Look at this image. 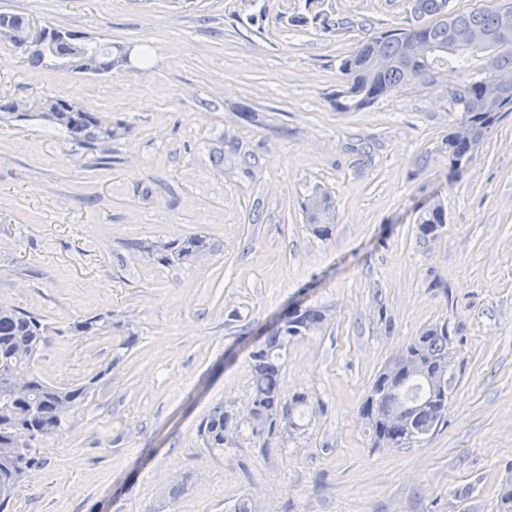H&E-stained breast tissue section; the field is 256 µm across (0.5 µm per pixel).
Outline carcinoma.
<instances>
[{
	"label": "carcinoma",
	"instance_id": "cac0c4a2",
	"mask_svg": "<svg viewBox=\"0 0 512 512\" xmlns=\"http://www.w3.org/2000/svg\"><path fill=\"white\" fill-rule=\"evenodd\" d=\"M415 12L431 16L433 21L412 29H394L364 41L340 64L346 87L336 95V109L348 112L363 109L378 99L387 97L406 85L413 77L430 70L445 68L462 75L458 87L451 91L453 106L461 117L469 118L478 127L470 142L448 146V158L453 168L461 173L464 167L456 160L474 150L485 134L507 112H512V96L497 100L480 99L483 90L492 82L487 66L472 71L469 58L477 53L493 54L499 66L512 69V42L459 43L448 47L453 29L466 27L483 32L496 31L502 19L498 9L458 11L450 7V0H415ZM27 19L13 13H0V34H12L25 25ZM69 37L56 47L54 39H39L24 50L25 60L32 67L55 66L54 57L69 53L64 68L80 71V60L86 51L97 54L104 64L112 68L122 66L121 47L81 40L82 32L66 30ZM412 36H422L435 48L434 54L417 63L413 69L403 62L404 44ZM13 101L0 104V111L21 119H35L54 128L72 144L93 147L112 140L117 126L112 118L97 112L75 107L73 112L50 109L49 99L37 103L29 112L15 111ZM334 205L331 197L315 192L305 202L304 213L313 232L326 238L331 234ZM442 228L445 216L441 212L426 210L419 215L418 231L428 236L425 226ZM160 264L182 261L206 250L201 238L188 240H155L140 244ZM327 320L326 309L310 306L298 315L280 319L270 329L265 340L250 352L252 392L247 411L252 434L264 438L263 447L270 448L273 440L283 431H295L300 425L295 414L310 404L309 396L302 392L286 394L281 382V359L288 346L318 330ZM47 325L37 316L21 312L10 306H0V512H10L14 491L24 481L15 462L20 457L37 465L31 442L38 437L55 434L63 429L66 417L85 401L90 389L100 377L95 374L86 382L70 387H56L33 373L32 364L40 351ZM112 330L110 316L95 315L73 323V331L81 336H95ZM409 357L417 360L418 370L405 371L398 361L388 362L375 375L360 406V413L370 430L371 446L387 443L391 448H410L434 432L448 411V352L450 343L445 325H432L411 337L407 343ZM31 374L32 383L27 397L15 401L10 397V385L17 372ZM406 412L403 423H386L389 414ZM228 409L215 406L203 419L199 435L205 447L222 450L238 443L236 436H224V420ZM287 429H282V426Z\"/></svg>",
	"mask_w": 512,
	"mask_h": 512
}]
</instances>
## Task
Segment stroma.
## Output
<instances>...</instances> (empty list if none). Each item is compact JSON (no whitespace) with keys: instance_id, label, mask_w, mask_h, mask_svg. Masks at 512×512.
<instances>
[{"instance_id":"1","label":"stroma","mask_w":512,"mask_h":512,"mask_svg":"<svg viewBox=\"0 0 512 512\" xmlns=\"http://www.w3.org/2000/svg\"><path fill=\"white\" fill-rule=\"evenodd\" d=\"M414 0H0V12L129 48L128 69L27 66L0 36V98L61 96L119 122L81 149L37 120L0 118V305L47 325L46 382L95 385L13 512H499L512 489V112L464 172L448 160L454 72L415 76L357 112L336 108L342 58L423 25ZM335 204L329 238L302 203ZM445 223L421 237L419 214ZM204 237L161 265L146 241ZM296 303L328 319L288 348L307 426L221 451L198 428L245 414L249 354ZM111 314L137 336L74 335ZM447 323L448 414L408 448L372 447L359 414L411 336Z\"/></svg>"}]
</instances>
